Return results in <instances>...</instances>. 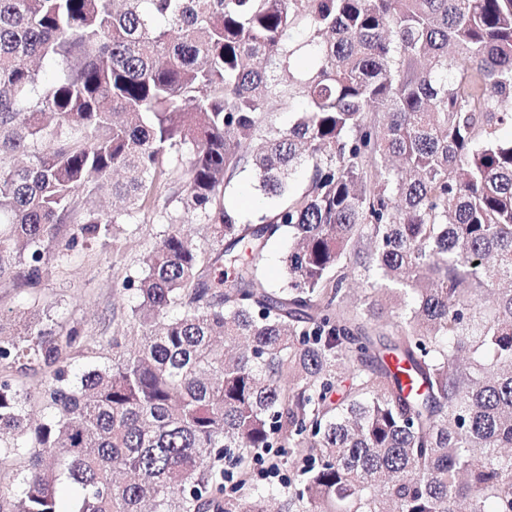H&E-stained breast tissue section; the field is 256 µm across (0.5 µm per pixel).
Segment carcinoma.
I'll return each instance as SVG.
<instances>
[{"mask_svg":"<svg viewBox=\"0 0 512 512\" xmlns=\"http://www.w3.org/2000/svg\"><path fill=\"white\" fill-rule=\"evenodd\" d=\"M287 95L306 109L281 127ZM505 125L512 0H0V280L38 287L67 225L69 249L106 243L164 180L209 234L170 230L124 279L134 345L0 323V512H60L65 483L70 512H267L262 448L307 475L283 512H512ZM246 166L278 199L253 224L224 203ZM283 231L274 288L259 259ZM347 260L371 290L352 308Z\"/></svg>","mask_w":512,"mask_h":512,"instance_id":"carcinoma-1","label":"carcinoma"}]
</instances>
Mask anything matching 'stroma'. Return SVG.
Returning <instances> with one entry per match:
<instances>
[{
	"mask_svg": "<svg viewBox=\"0 0 512 512\" xmlns=\"http://www.w3.org/2000/svg\"><path fill=\"white\" fill-rule=\"evenodd\" d=\"M256 200V207L241 206L244 197ZM228 207L239 210L242 220L264 213L270 202L256 187L252 171L237 173L224 196ZM179 227L199 248H207L202 224L178 215L169 223L165 207H158L150 221L123 224L116 228L109 244L93 243L73 250L59 245L50 251L52 275L38 288H27L17 280H0V323L20 333L30 319L54 320L60 329L76 325L86 336L97 338L128 332V313L134 298L123 291L126 277L136 275L142 258L169 231Z\"/></svg>",
	"mask_w": 512,
	"mask_h": 512,
	"instance_id": "stroma-1",
	"label": "stroma"
}]
</instances>
